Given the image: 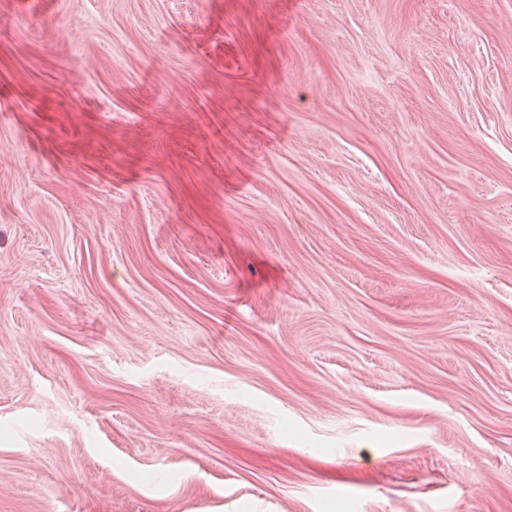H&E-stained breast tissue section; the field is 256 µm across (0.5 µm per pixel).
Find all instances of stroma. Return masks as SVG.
<instances>
[{
	"instance_id": "stroma-1",
	"label": "stroma",
	"mask_w": 512,
	"mask_h": 512,
	"mask_svg": "<svg viewBox=\"0 0 512 512\" xmlns=\"http://www.w3.org/2000/svg\"><path fill=\"white\" fill-rule=\"evenodd\" d=\"M0 512H512V0H0Z\"/></svg>"
}]
</instances>
